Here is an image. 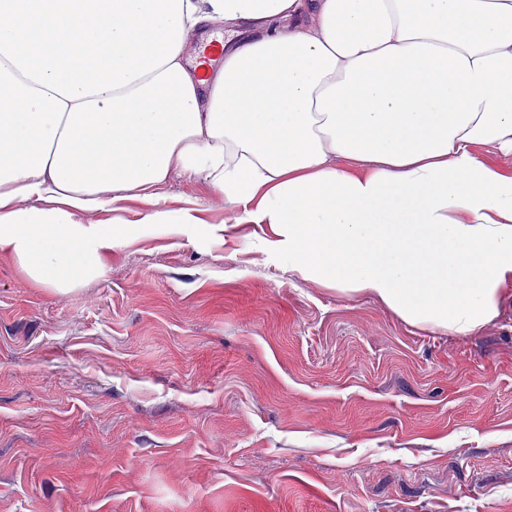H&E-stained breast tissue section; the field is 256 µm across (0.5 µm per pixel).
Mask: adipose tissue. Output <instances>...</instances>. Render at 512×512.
Masks as SVG:
<instances>
[{"instance_id": "1", "label": "adipose tissue", "mask_w": 512, "mask_h": 512, "mask_svg": "<svg viewBox=\"0 0 512 512\" xmlns=\"http://www.w3.org/2000/svg\"><path fill=\"white\" fill-rule=\"evenodd\" d=\"M476 144L512 152V0H0V251L60 291L138 233L87 214L201 176L302 279L476 334L512 285Z\"/></svg>"}]
</instances>
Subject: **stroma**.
<instances>
[{
	"mask_svg": "<svg viewBox=\"0 0 512 512\" xmlns=\"http://www.w3.org/2000/svg\"><path fill=\"white\" fill-rule=\"evenodd\" d=\"M60 292L0 252V512H512V294L479 333L301 279L201 177ZM190 211L188 209L183 210L175 219L168 212H155L148 215L142 224H178L183 234L192 236L196 222H194V217Z\"/></svg>",
	"mask_w": 512,
	"mask_h": 512,
	"instance_id": "obj_1",
	"label": "stroma"
}]
</instances>
